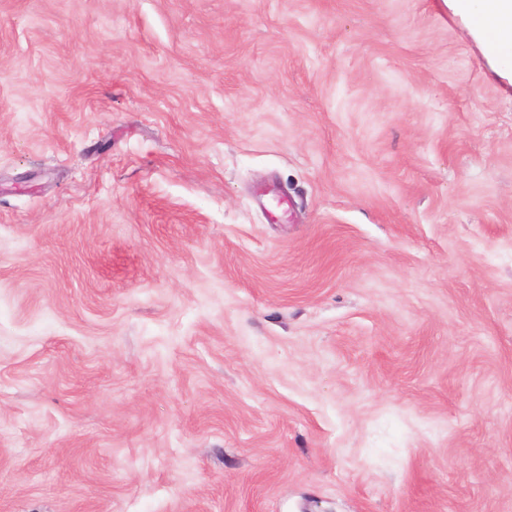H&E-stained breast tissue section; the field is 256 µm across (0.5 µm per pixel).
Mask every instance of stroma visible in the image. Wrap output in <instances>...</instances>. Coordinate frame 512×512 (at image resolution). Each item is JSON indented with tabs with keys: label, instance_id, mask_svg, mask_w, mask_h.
<instances>
[{
	"label": "stroma",
	"instance_id": "1",
	"mask_svg": "<svg viewBox=\"0 0 512 512\" xmlns=\"http://www.w3.org/2000/svg\"><path fill=\"white\" fill-rule=\"evenodd\" d=\"M0 512H512L455 0H0Z\"/></svg>",
	"mask_w": 512,
	"mask_h": 512
}]
</instances>
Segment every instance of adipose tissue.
<instances>
[{"mask_svg":"<svg viewBox=\"0 0 512 512\" xmlns=\"http://www.w3.org/2000/svg\"><path fill=\"white\" fill-rule=\"evenodd\" d=\"M457 5L473 17L490 50L512 65V0H458Z\"/></svg>","mask_w":512,"mask_h":512,"instance_id":"adipose-tissue-1","label":"adipose tissue"}]
</instances>
